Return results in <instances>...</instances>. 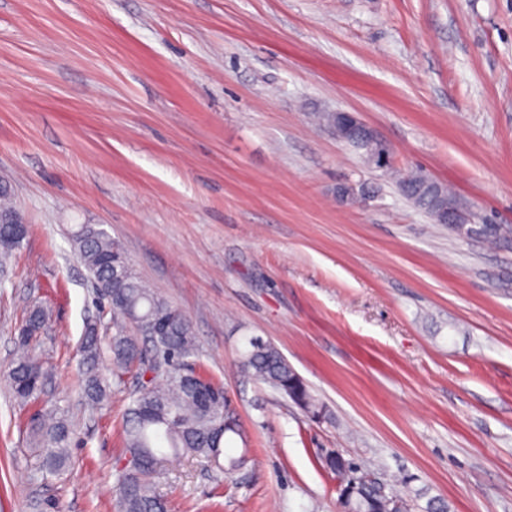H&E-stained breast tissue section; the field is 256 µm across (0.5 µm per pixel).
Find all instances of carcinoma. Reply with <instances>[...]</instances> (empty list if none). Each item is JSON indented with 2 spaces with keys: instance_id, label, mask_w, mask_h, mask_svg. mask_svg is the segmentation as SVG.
Returning <instances> with one entry per match:
<instances>
[{
  "instance_id": "1",
  "label": "carcinoma",
  "mask_w": 512,
  "mask_h": 512,
  "mask_svg": "<svg viewBox=\"0 0 512 512\" xmlns=\"http://www.w3.org/2000/svg\"><path fill=\"white\" fill-rule=\"evenodd\" d=\"M403 194L419 209L434 216L445 197L453 196L448 187L421 174L412 173L399 181ZM12 189L0 182V257L7 260L20 249L27 234L15 224L7 223L18 210L11 204ZM464 239L500 245L512 239V226L477 224L462 226ZM70 238L91 275L97 298L112 311L114 333L107 349L112 361V385L125 384L124 376L137 368V389L128 393L130 404L123 424L124 454L142 456L138 477L128 481L124 474L116 480V494L121 512H165L167 503L155 491L153 479L171 457L204 460L233 477L246 464L224 452L232 436L241 435L239 421L230 408L224 386L196 369L195 336L187 315L158 295L141 279L131 263L124 245L106 231L83 224ZM43 307L25 312L19 346L26 348L36 340L46 323ZM132 334H127V329ZM239 366L252 376L288 396L305 413L314 418L325 415L322 403L311 393L304 379L288 364L280 351L259 337L248 340ZM82 370L86 397L93 404L108 395L100 369L102 337L95 323L89 324L81 338ZM153 376L144 380L147 371ZM15 399L26 405L37 401L49 384L48 371L40 357L22 353L9 369ZM32 435L39 446L38 471L41 477L58 474L69 461L74 433L66 416H54L35 424ZM323 468L336 477L343 512H393L396 502L409 500L392 492L383 493L370 473L353 459L336 452L321 458Z\"/></svg>"
}]
</instances>
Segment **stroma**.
<instances>
[{"label":"stroma","instance_id":"35a3bbf8","mask_svg":"<svg viewBox=\"0 0 512 512\" xmlns=\"http://www.w3.org/2000/svg\"><path fill=\"white\" fill-rule=\"evenodd\" d=\"M336 110L512 225V0H0V180L28 224L0 287V512H120L128 391L84 392L79 339L112 314L82 224L189 316L238 413L245 468L169 461V512H338L326 449L415 506L512 512V245L432 223L313 118ZM34 304L53 384L24 407L7 369ZM254 336L330 420L241 371ZM56 411L76 436L45 481L30 420Z\"/></svg>","mask_w":512,"mask_h":512}]
</instances>
